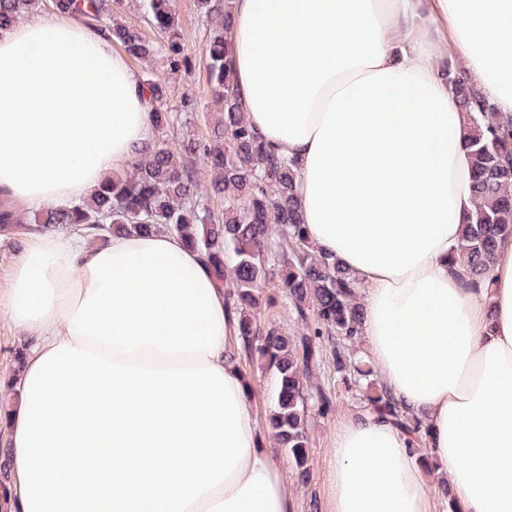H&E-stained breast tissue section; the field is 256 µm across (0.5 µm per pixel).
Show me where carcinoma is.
I'll use <instances>...</instances> for the list:
<instances>
[{"instance_id":"cac0c4a2","label":"carcinoma","mask_w":512,"mask_h":512,"mask_svg":"<svg viewBox=\"0 0 512 512\" xmlns=\"http://www.w3.org/2000/svg\"><path fill=\"white\" fill-rule=\"evenodd\" d=\"M151 27L166 37L160 45L135 28L118 24L123 0H53L57 10L79 12L104 29L135 58L165 53L169 71L185 64L176 30L173 0H137ZM42 0H0V30L30 17ZM209 22L208 80L221 105L217 129L208 140L182 141L172 149L155 139L123 174L113 176L81 204L49 209L36 224H57L98 242L113 234L152 231L175 234L201 251L219 286L226 290L229 315L237 319L241 352L256 359L276 380L274 404L266 424L276 444L307 478L309 442L305 428L308 405L329 404L314 385L311 371L323 344L337 339L332 353L336 369L374 376L368 362L352 363L350 349L359 339L362 306L353 275L321 254L305 235L295 200V172L249 126L234 86L231 46L226 37L232 21L228 0H200ZM459 111L467 118V146L474 173V206L465 221L452 269L465 285H484L498 242L512 236V139L503 117L484 92L460 69H448ZM154 130L164 133L175 121L167 111L168 86L147 81ZM224 201L218 213L209 206ZM277 271L287 309L301 322L300 335L284 334L275 324L260 327L256 312L268 303L263 285ZM366 407L391 420L417 444L424 423L402 411L384 385L366 397Z\"/></svg>"}]
</instances>
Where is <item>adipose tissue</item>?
<instances>
[{"label":"adipose tissue","instance_id":"adipose-tissue-1","mask_svg":"<svg viewBox=\"0 0 512 512\" xmlns=\"http://www.w3.org/2000/svg\"><path fill=\"white\" fill-rule=\"evenodd\" d=\"M252 128L296 163L309 241L361 286L360 338L423 419L457 512H512V236L486 287L448 267L474 205L445 68L512 115V0H230ZM69 13L0 31V200L88 199L151 143L142 81ZM0 316L35 339L0 411V512H297L238 362L237 321L178 236L30 234ZM407 434L360 409L337 432L331 512H429Z\"/></svg>","mask_w":512,"mask_h":512}]
</instances>
